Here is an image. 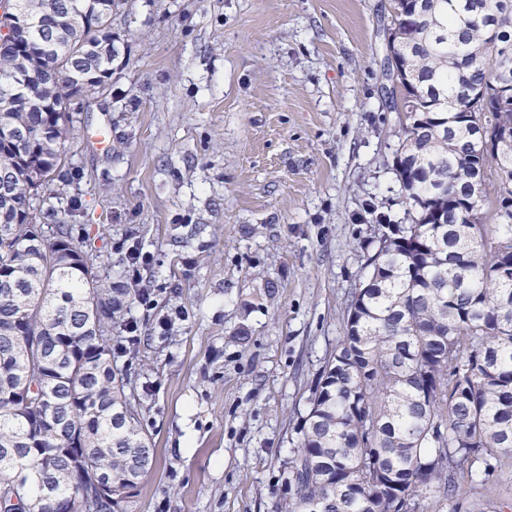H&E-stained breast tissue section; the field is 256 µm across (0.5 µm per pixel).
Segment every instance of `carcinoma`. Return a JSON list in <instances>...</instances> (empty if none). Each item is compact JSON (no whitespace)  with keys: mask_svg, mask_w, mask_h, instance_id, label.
Segmentation results:
<instances>
[{"mask_svg":"<svg viewBox=\"0 0 512 512\" xmlns=\"http://www.w3.org/2000/svg\"><path fill=\"white\" fill-rule=\"evenodd\" d=\"M15 2L30 27L0 47V113L26 133L0 141V512L14 488L20 512L79 502L94 474L112 495L87 512H134L156 450L110 341L144 292L89 280L72 225L34 214L68 185L75 129L37 104L112 82L115 0ZM395 2L406 223L384 225L351 294L280 512H424L512 467V0ZM45 24L59 35L42 53ZM22 67L18 100L5 82ZM33 163L53 172L34 192Z\"/></svg>","mask_w":512,"mask_h":512,"instance_id":"cac0c4a2","label":"carcinoma"}]
</instances>
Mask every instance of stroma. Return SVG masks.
<instances>
[{
  "label": "stroma",
  "mask_w": 512,
  "mask_h": 512,
  "mask_svg": "<svg viewBox=\"0 0 512 512\" xmlns=\"http://www.w3.org/2000/svg\"><path fill=\"white\" fill-rule=\"evenodd\" d=\"M394 0H120L112 87L67 145L95 266L128 278L157 454L135 512H276L345 303L402 220ZM105 132L106 147L91 141ZM429 512H512V470Z\"/></svg>",
  "instance_id": "1"
}]
</instances>
